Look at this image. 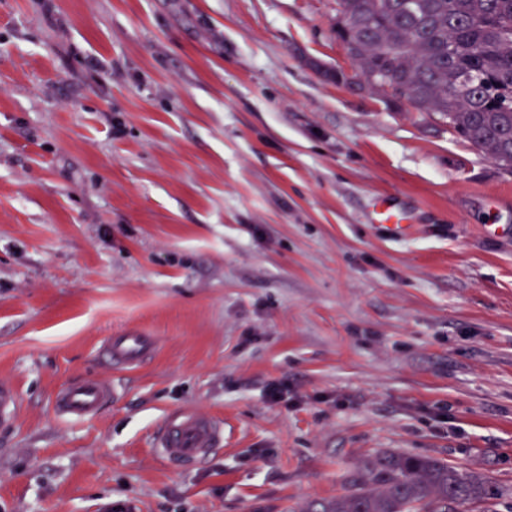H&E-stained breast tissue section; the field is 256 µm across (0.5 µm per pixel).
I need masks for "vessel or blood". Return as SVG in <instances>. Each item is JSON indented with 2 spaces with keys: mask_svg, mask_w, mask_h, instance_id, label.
<instances>
[{
  "mask_svg": "<svg viewBox=\"0 0 512 512\" xmlns=\"http://www.w3.org/2000/svg\"><path fill=\"white\" fill-rule=\"evenodd\" d=\"M156 351L154 336L143 330H129L107 337L102 352L115 369H133ZM115 395L109 383L90 378L60 388L54 410L58 416L84 420L95 416ZM18 390L10 383L0 382V424L13 422L20 411ZM224 440V426L211 416L198 412H181L169 416L154 440L159 457L177 466H190L207 457Z\"/></svg>",
  "mask_w": 512,
  "mask_h": 512,
  "instance_id": "b4317fda",
  "label": "vessel or blood"
}]
</instances>
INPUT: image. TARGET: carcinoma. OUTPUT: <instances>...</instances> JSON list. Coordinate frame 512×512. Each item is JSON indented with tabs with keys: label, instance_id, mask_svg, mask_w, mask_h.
<instances>
[{
	"label": "carcinoma",
	"instance_id": "cac0c4a2",
	"mask_svg": "<svg viewBox=\"0 0 512 512\" xmlns=\"http://www.w3.org/2000/svg\"><path fill=\"white\" fill-rule=\"evenodd\" d=\"M353 62L418 112L512 170V0H340ZM490 478L438 459L378 450L345 492L306 512H456L500 496Z\"/></svg>",
	"mask_w": 512,
	"mask_h": 512
}]
</instances>
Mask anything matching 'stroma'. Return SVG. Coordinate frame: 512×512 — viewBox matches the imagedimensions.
<instances>
[{
	"label": "stroma",
	"mask_w": 512,
	"mask_h": 512,
	"mask_svg": "<svg viewBox=\"0 0 512 512\" xmlns=\"http://www.w3.org/2000/svg\"><path fill=\"white\" fill-rule=\"evenodd\" d=\"M337 9L0 0V512H303L385 449L512 512V172L325 79ZM89 378L115 399L57 417ZM183 411L224 424L188 469L153 452ZM156 347L154 336L135 329L108 336L102 345V352L115 369L128 370L150 359ZM114 396L115 390L111 384L90 378L60 388L55 397L54 410L63 418L84 420L95 416ZM21 400L18 390L10 383L0 382V424L13 422L20 411Z\"/></svg>",
	"instance_id": "obj_1"
}]
</instances>
